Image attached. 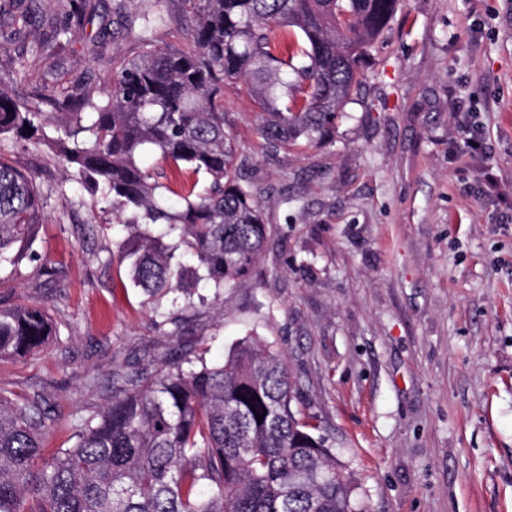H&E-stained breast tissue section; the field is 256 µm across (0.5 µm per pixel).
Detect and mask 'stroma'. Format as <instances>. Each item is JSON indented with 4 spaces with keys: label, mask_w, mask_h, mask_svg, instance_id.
Masks as SVG:
<instances>
[{
    "label": "stroma",
    "mask_w": 512,
    "mask_h": 512,
    "mask_svg": "<svg viewBox=\"0 0 512 512\" xmlns=\"http://www.w3.org/2000/svg\"><path fill=\"white\" fill-rule=\"evenodd\" d=\"M58 61L59 82L102 83L134 57L144 10L181 0H94ZM0 14V82L25 93L41 65ZM99 48H92L91 37ZM354 90L332 143L265 152L243 83L224 88L226 124L272 227L252 276L212 290L177 325L154 316L115 256L125 235L49 150L0 143L48 192L40 261L0 274V303L37 308L56 329L42 351L0 360V391L42 399L59 419L44 456L140 357L168 364L177 338L207 361L254 336L281 349L368 512H512V0H405ZM478 125L487 155L463 151ZM492 167L496 184L484 178Z\"/></svg>",
    "instance_id": "stroma-1"
}]
</instances>
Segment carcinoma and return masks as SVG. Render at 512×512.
<instances>
[{"label":"carcinoma","instance_id":"1","mask_svg":"<svg viewBox=\"0 0 512 512\" xmlns=\"http://www.w3.org/2000/svg\"><path fill=\"white\" fill-rule=\"evenodd\" d=\"M55 2L67 22L31 41L45 62L94 12L92 0ZM182 2L193 21L180 45L156 46L153 31L169 18L143 12L130 30L137 55L113 57L96 91L77 82L57 92L46 79L16 95L0 83V140L48 147L80 189L109 201L127 229L119 261L173 322L161 298L220 295L252 274L270 233L226 129L224 84L244 82L263 148L323 145L403 0ZM148 152L170 183L143 165ZM44 202L34 174L0 157V271L39 259ZM52 333L42 311L0 305V359L34 352ZM179 350L151 376L113 379L110 403L49 459L41 437L56 415L0 392V512H368L355 473L294 407L279 349L249 336L210 364Z\"/></svg>","mask_w":512,"mask_h":512}]
</instances>
